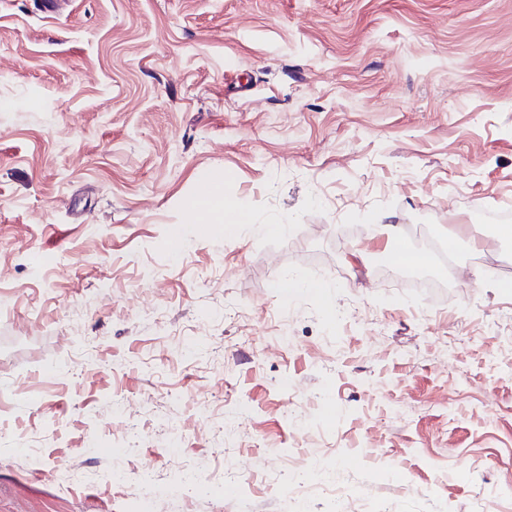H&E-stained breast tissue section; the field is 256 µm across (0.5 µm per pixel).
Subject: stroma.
I'll return each instance as SVG.
<instances>
[{"label": "stroma", "mask_w": 512, "mask_h": 512, "mask_svg": "<svg viewBox=\"0 0 512 512\" xmlns=\"http://www.w3.org/2000/svg\"><path fill=\"white\" fill-rule=\"evenodd\" d=\"M504 208L512 0H0V512H498L512 247L370 224ZM204 202L200 205H192L197 223L211 224L210 230L218 228L215 224H224V235H231L238 224L252 223V216L241 206L224 199V195L218 192L204 194Z\"/></svg>", "instance_id": "obj_1"}]
</instances>
